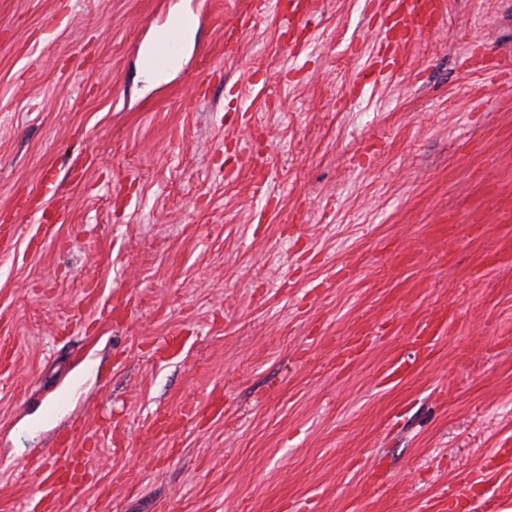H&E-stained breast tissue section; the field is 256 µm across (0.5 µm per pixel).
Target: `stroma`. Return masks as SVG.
Wrapping results in <instances>:
<instances>
[{
    "mask_svg": "<svg viewBox=\"0 0 512 512\" xmlns=\"http://www.w3.org/2000/svg\"><path fill=\"white\" fill-rule=\"evenodd\" d=\"M279 2L230 43L248 0H0V512L78 425L55 512H512V82L466 62L512 54V0H443L386 69L364 0L292 36ZM195 21L196 17L191 14L174 15L165 26L154 32L152 40L154 49L144 58V63L147 67L146 75L150 81L153 78V71L148 68L158 72H165L178 62V50L187 30Z\"/></svg>",
    "mask_w": 512,
    "mask_h": 512,
    "instance_id": "35a3bbf8",
    "label": "stroma"
}]
</instances>
